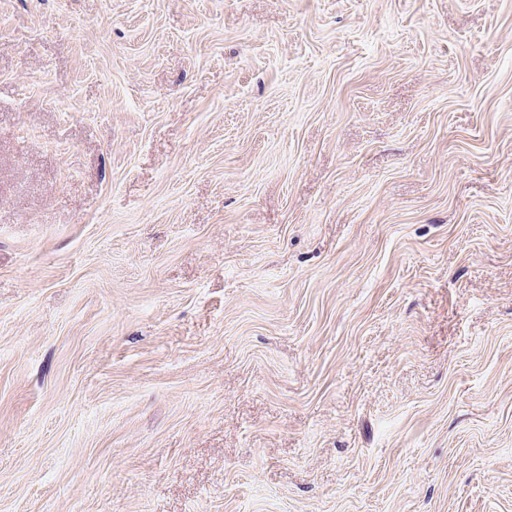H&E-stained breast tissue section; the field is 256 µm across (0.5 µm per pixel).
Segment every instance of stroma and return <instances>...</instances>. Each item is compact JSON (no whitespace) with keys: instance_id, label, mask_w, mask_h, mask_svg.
Here are the masks:
<instances>
[{"instance_id":"obj_1","label":"stroma","mask_w":512,"mask_h":512,"mask_svg":"<svg viewBox=\"0 0 512 512\" xmlns=\"http://www.w3.org/2000/svg\"><path fill=\"white\" fill-rule=\"evenodd\" d=\"M0 512H512V0H0Z\"/></svg>"}]
</instances>
